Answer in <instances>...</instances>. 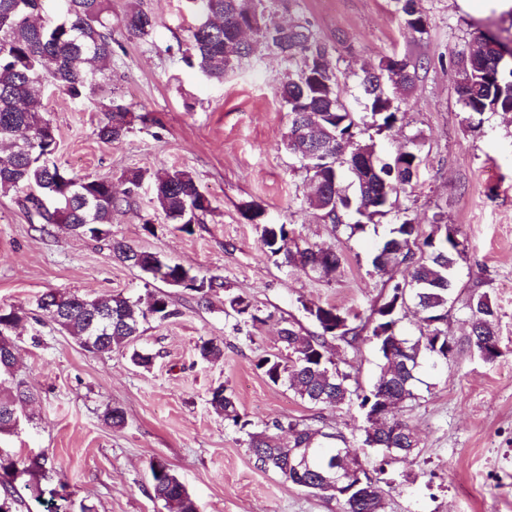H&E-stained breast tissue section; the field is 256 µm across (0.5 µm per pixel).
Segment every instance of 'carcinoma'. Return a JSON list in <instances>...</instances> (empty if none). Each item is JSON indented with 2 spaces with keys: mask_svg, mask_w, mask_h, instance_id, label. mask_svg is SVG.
<instances>
[{
  "mask_svg": "<svg viewBox=\"0 0 512 512\" xmlns=\"http://www.w3.org/2000/svg\"><path fill=\"white\" fill-rule=\"evenodd\" d=\"M274 0H192L199 20L189 29V55L186 63L207 77L224 79L253 51L237 42L240 27L255 25L257 42L295 65L278 88L282 105L288 112L287 149H296L299 126H317V141L333 142L338 152L330 158L299 155L301 167L314 184L315 194L309 207L320 218L349 231L362 234L377 217L392 212L402 194L408 193L420 166L419 150L405 149L386 161L372 143L355 140L354 129L365 123L366 115H376L379 127H392L402 113L404 96L415 86L424 63L419 59L388 58L359 81L360 96L356 107L345 104L338 73L339 60L333 47L318 39L309 21L297 19L286 30L265 24L266 4ZM405 25L418 34L427 30V17L418 0H395ZM155 17L132 9L123 18L130 37L150 33ZM112 15L108 0H0V142L11 151L0 157V191L24 194L42 220L63 224L73 234L105 241L112 258L152 277H168L180 287L196 293L203 304L224 288L217 277L199 276L180 264H170L152 251L136 248L112 238L109 225L112 211L121 203L113 192L112 179L89 178L71 174L52 157L57 150L55 129L43 116L44 106L38 88L50 85L71 99L94 91L107 78L106 63L112 59ZM507 48L494 38L480 43V51L469 50L454 55L450 66L454 90L462 111L469 116L507 112L512 109V67L503 60ZM130 107L112 100L105 110V120L97 128V137L112 143L128 131ZM373 164L369 180L352 178L355 190L346 193L341 185L343 170L362 156ZM154 205L165 216L191 231L201 223V216L211 209L210 200L199 190L187 170H167L153 176ZM355 216L352 224L343 217ZM397 223L379 243L372 259L375 269L403 268V280L395 283L384 301L372 310L371 335L361 336L366 326H351L348 314L333 305H303L319 332L304 334L286 322L279 329V339L290 351L287 358L261 357L256 367L274 385L293 391L301 400L322 408H337L357 401L376 412L385 402L405 404L417 398L415 382L421 361L446 360L458 344L448 336V309L455 292V273L465 256V247L457 231L447 226L422 235L421 225L407 212L396 214ZM291 230L286 224H266L262 246L273 256H282V264L312 270L319 268L330 276L340 266V256L329 248L308 244L284 249ZM412 302L422 314L420 335L410 339L397 330L398 312L404 301ZM224 305L237 316L253 323L260 321L257 308L242 295H228ZM469 348L489 363L503 355L498 334V311L485 292H474L465 304ZM37 309L60 330L79 340L93 335L92 324L102 322L100 337L87 351L105 353L134 345L141 336L142 323L153 319L166 321L178 314L164 293H149L132 301L121 294L88 299L74 294L47 292L37 300ZM22 308L0 307V349L13 346L12 330L23 321ZM368 339L374 343L381 363L375 382L368 389L350 384V375L342 371L328 352L331 340L351 347ZM198 354L204 360L224 355V343L214 339L201 341ZM17 360L0 359V375L12 380V387L0 390V433L17 426L22 403L32 397L24 379L17 377ZM210 404L216 413L246 432L247 448L257 468L275 471L291 483L312 493L334 498L342 512H383L381 488L368 493L347 480L343 487L330 491L324 476L332 467L344 471L362 467L354 458L341 465L336 462L338 448L333 433L302 427L290 421L273 423L276 430L288 429L291 448L305 455L300 470L288 466L290 448L274 443L269 428L249 431L251 422L239 412L233 397L219 386L212 391ZM410 428L395 414L376 417L364 424L361 446L375 442L387 449L386 463L399 448H408ZM154 498L164 502L167 512H198L195 500L185 485L163 460L150 465ZM47 459L19 460L0 453V512H16L24 505L16 482L26 474L24 484L30 497L40 501L45 494L42 481L51 479Z\"/></svg>",
  "mask_w": 512,
  "mask_h": 512,
  "instance_id": "cac0c4a2",
  "label": "carcinoma"
}]
</instances>
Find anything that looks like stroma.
I'll return each instance as SVG.
<instances>
[{"label":"stroma","instance_id":"35a3bbf8","mask_svg":"<svg viewBox=\"0 0 512 512\" xmlns=\"http://www.w3.org/2000/svg\"><path fill=\"white\" fill-rule=\"evenodd\" d=\"M116 47L109 81L94 96L73 100L42 92L53 125L56 163L80 176L110 177L116 195H128L112 215L113 238L161 254L192 273L222 277L225 294L247 297L261 323L226 314L224 296L209 305L113 260L105 242L74 236L45 223L21 195L0 192V306L29 314L12 332L19 373L36 397L22 406L24 421L0 435V451L18 458L45 456L53 466L46 488L64 483L71 512H166L151 490L150 464L167 461L196 501L198 512H341L333 499L310 494L279 474L255 467L246 436L211 404V392L232 393L253 430L293 420L342 433L367 468L378 458L361 449L364 425L356 404L321 409L273 385L257 370L258 358L284 354V321L306 331L316 325L307 304L333 305L364 324L401 280L372 265L376 244L395 215L376 229L348 237L310 209L308 179L288 151V114L277 89L288 65L259 50L223 81L207 78L184 61L196 17L189 0H110ZM153 14L147 36H127L121 21L131 8ZM425 34L408 29L394 0H291L289 12L311 21L316 35L343 41L340 82L345 101L357 94L363 67L388 57L418 56L426 67L407 95L403 119L377 132L365 126L358 141H373L390 158L416 143L423 163L410 194L401 196L410 218L430 232L442 222L456 228L466 247L458 267L457 301L448 315L455 354L423 364L418 397L399 417L419 445L383 475L385 512H512V114L485 115L469 127L457 101L450 59L477 36L492 34L512 47V7L489 0L472 14L459 0H421ZM131 106L132 124L116 142L98 139L103 103ZM185 169L212 210L191 232L156 210L151 183L127 193L130 169ZM260 209L248 220V208ZM287 224L297 243L336 250L341 264L331 277L276 263L262 249L264 225ZM488 293L498 308L503 357L485 362L466 344L464 304L472 290ZM48 291L88 298L120 294L168 295L176 317L143 326L138 348L153 354L149 368L128 352L93 354L40 316L36 301ZM224 343V355L201 360V340ZM330 350L352 384L370 387L378 354L370 341ZM121 407L123 427L106 425L108 408Z\"/></svg>","mask_w":512,"mask_h":512}]
</instances>
